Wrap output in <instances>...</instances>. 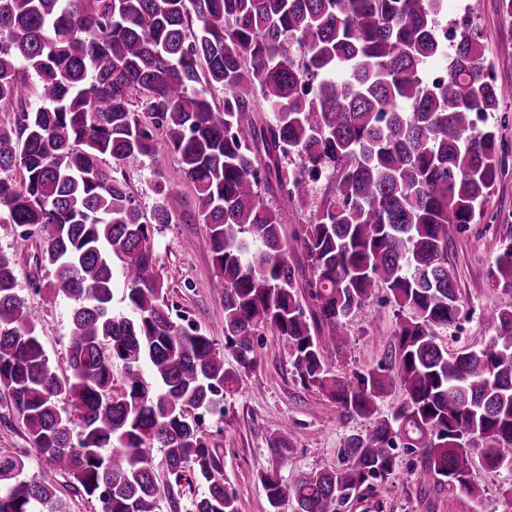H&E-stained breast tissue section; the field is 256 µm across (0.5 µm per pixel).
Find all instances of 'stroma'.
I'll return each mask as SVG.
<instances>
[{
  "label": "stroma",
  "instance_id": "obj_1",
  "mask_svg": "<svg viewBox=\"0 0 512 512\" xmlns=\"http://www.w3.org/2000/svg\"><path fill=\"white\" fill-rule=\"evenodd\" d=\"M474 23L485 57L496 65L499 85L512 86V21L500 11V0H470ZM509 161L504 173L483 206V217L465 229H451L448 267L459 297L456 327L441 335L449 351L486 347L496 334V312L512 303V295L494 285L488 276L499 252L504 221L512 222V112H493L488 117ZM157 166L124 164L123 176L134 204L151 215L158 200L157 177L178 191L185 206L169 224L154 232L156 268L169 290V300L178 312L198 324L216 342L224 340V302L212 288L213 268L208 228L195 217V190L182 171L176 155L165 140L156 142ZM34 242L16 238L8 226H0V252L15 260V274L25 288L28 311L57 373L68 369L71 334V304L63 298L29 290L37 274ZM383 318L382 333L369 327L373 313ZM399 308L389 302L384 289H375L346 326L343 351L330 359L339 376L367 372L390 365ZM257 363L239 371V383L224 398L223 417L206 416L203 428L220 444L224 483L236 496L238 512H293L291 501L270 505L260 477L277 474L297 479L342 463V450L350 435L369 429L368 419L340 418L335 405L316 388L304 387L298 378L282 339L271 330L258 331L254 338ZM285 435L288 445L274 448L270 438ZM27 450L26 474L33 477L46 463L31 449L26 431L8 398L0 396V452ZM160 493L156 512H191L195 497L204 492L191 472L182 480L168 474L160 449L150 451ZM392 475L353 492L337 512H512L505 492L512 489V468L489 469L482 445L466 450L471 477L480 489L478 498L420 480V453L407 448L395 451Z\"/></svg>",
  "mask_w": 512,
  "mask_h": 512
}]
</instances>
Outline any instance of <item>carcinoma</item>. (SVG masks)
Instances as JSON below:
<instances>
[{
	"instance_id": "1",
	"label": "carcinoma",
	"mask_w": 512,
	"mask_h": 512,
	"mask_svg": "<svg viewBox=\"0 0 512 512\" xmlns=\"http://www.w3.org/2000/svg\"><path fill=\"white\" fill-rule=\"evenodd\" d=\"M445 10L446 0H0V109L15 113L0 126V224L23 241L36 230L35 266L49 279L31 287L72 302L61 377L15 260L0 253V394L47 462L30 478L26 454L0 453V512H65L59 477L103 512H155V447L175 479L188 469L206 486L193 512H237L202 417L224 413L239 374L213 338L173 319L155 270L153 225L171 223L183 197L157 182L148 222L112 170L154 159L159 136L208 226L237 364L254 367L267 328L301 383L344 417H371L394 382L403 390L391 415L347 438L343 467L288 483L263 475L271 506L335 512L393 474L400 442L420 451L421 479L472 497L465 448L485 443L491 469L512 462V303L490 346L450 353L439 342L459 314L448 225L473 223L502 173L496 133L478 122L512 89L497 84L472 25L438 27ZM442 56L445 78L426 77ZM328 170L330 196L313 207L310 183ZM297 208L313 216L293 249L282 226ZM492 276L512 294L511 228ZM379 287L407 311L396 376H338L328 355L342 353L346 323Z\"/></svg>"
}]
</instances>
